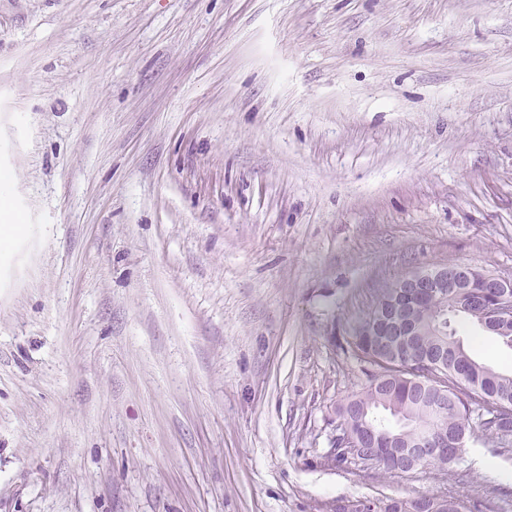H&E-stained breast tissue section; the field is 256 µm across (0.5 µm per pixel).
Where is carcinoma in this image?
I'll list each match as a JSON object with an SVG mask.
<instances>
[{
	"label": "carcinoma",
	"instance_id": "cac0c4a2",
	"mask_svg": "<svg viewBox=\"0 0 512 512\" xmlns=\"http://www.w3.org/2000/svg\"><path fill=\"white\" fill-rule=\"evenodd\" d=\"M448 305L453 308L451 317L481 325L478 306L460 304L453 293H448ZM378 303H373L365 319L356 327L347 344L356 359L366 364V382L362 388L345 398L336 407V429L342 436L336 438L341 446L344 436H356L367 425L376 435L400 433L405 442L400 448L387 447L378 441L366 448L338 450L334 455L322 457L321 465L340 469L350 464L362 471L398 474L416 468L409 454L415 440L423 433L422 426L448 434V452L435 453L425 464L439 462L448 465L460 458L463 448L451 439L461 436L467 440L475 433L497 435L494 447L512 449V372H499L479 361L464 342L456 337L448 325L436 322L419 337L425 350L445 349L448 352V408L436 412L425 395L427 378L415 377L404 371L405 351H395L373 359L374 337L364 335L367 325L377 315ZM437 505V500L426 495L396 499L358 497L336 499L323 505L322 512H420L419 504Z\"/></svg>",
	"mask_w": 512,
	"mask_h": 512
}]
</instances>
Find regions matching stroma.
Segmentation results:
<instances>
[{
  "label": "stroma",
  "mask_w": 512,
  "mask_h": 512,
  "mask_svg": "<svg viewBox=\"0 0 512 512\" xmlns=\"http://www.w3.org/2000/svg\"><path fill=\"white\" fill-rule=\"evenodd\" d=\"M3 168L0 512H512L480 437L320 464L383 285L512 274V0H0ZM14 175L11 171L0 172V217L10 224H2L0 230V253H8L15 245L16 237L23 231L25 224L22 215L11 204L7 188H12ZM428 501L426 507L436 506L438 499L422 495L410 499L382 497H358L356 499H336L323 505V512H427L420 511L419 504Z\"/></svg>",
  "instance_id": "obj_1"
}]
</instances>
